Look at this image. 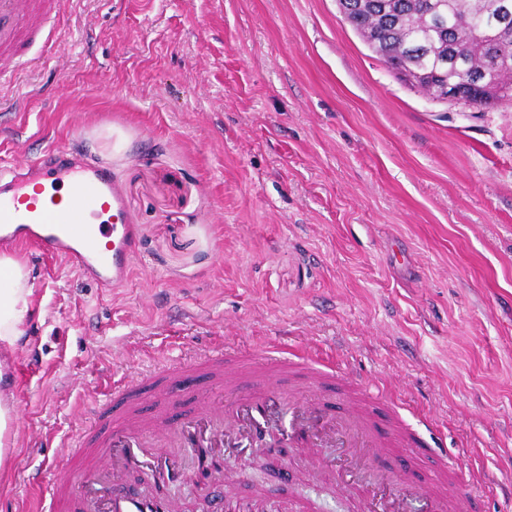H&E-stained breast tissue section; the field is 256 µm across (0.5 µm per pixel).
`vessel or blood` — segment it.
Wrapping results in <instances>:
<instances>
[{
    "label": "vessel or blood",
    "instance_id": "b4317fda",
    "mask_svg": "<svg viewBox=\"0 0 512 512\" xmlns=\"http://www.w3.org/2000/svg\"><path fill=\"white\" fill-rule=\"evenodd\" d=\"M53 8L52 0H0V78L42 70L54 57ZM24 245L64 259L96 287L118 288L140 251L139 227L111 168L87 165L77 151L58 146L24 169L0 164V250ZM277 368L273 375L266 363L242 364L224 349L154 374L148 385L165 402L194 383L186 415L178 420L162 410L144 413L134 391L137 379L127 376L118 386L121 400L94 409L80 445L70 448L60 474L44 485L43 512H179L176 499L124 496L113 488L137 468L153 470L164 484L181 478L163 451L169 438L214 460L281 432L289 447L306 449L312 464L320 462V449H341L337 481L358 493L365 512H406L414 494L421 512H455L460 501L471 500L462 483H455L452 495L441 493L452 481L450 466L419 475L424 439L400 417H376L367 390L337 384L332 365L300 353L278 359ZM213 382L233 392L232 403L214 400ZM283 386L291 393L284 416L277 406Z\"/></svg>",
    "mask_w": 512,
    "mask_h": 512
}]
</instances>
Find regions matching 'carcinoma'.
I'll list each match as a JSON object with an SVG mask.
<instances>
[{
    "label": "carcinoma",
    "mask_w": 512,
    "mask_h": 512,
    "mask_svg": "<svg viewBox=\"0 0 512 512\" xmlns=\"http://www.w3.org/2000/svg\"><path fill=\"white\" fill-rule=\"evenodd\" d=\"M363 43L391 70L435 100L468 78L512 89V0H337Z\"/></svg>",
    "instance_id": "1"
}]
</instances>
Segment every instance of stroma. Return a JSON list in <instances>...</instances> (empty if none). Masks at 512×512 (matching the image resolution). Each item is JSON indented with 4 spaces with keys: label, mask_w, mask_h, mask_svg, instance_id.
Here are the masks:
<instances>
[{
    "label": "stroma",
    "mask_w": 512,
    "mask_h": 512,
    "mask_svg": "<svg viewBox=\"0 0 512 512\" xmlns=\"http://www.w3.org/2000/svg\"><path fill=\"white\" fill-rule=\"evenodd\" d=\"M45 69L5 96L0 161L74 147L111 168L141 249L95 288L15 250L33 295L0 394L17 419L0 512L131 372L221 345L302 350L407 409L435 456L512 512V107L435 103L336 0H81ZM242 451L181 512L265 489L278 512H362L326 464Z\"/></svg>",
    "instance_id": "stroma-1"
}]
</instances>
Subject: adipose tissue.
Masks as SVG:
<instances>
[{
	"label": "adipose tissue",
	"instance_id": "1",
	"mask_svg": "<svg viewBox=\"0 0 512 512\" xmlns=\"http://www.w3.org/2000/svg\"><path fill=\"white\" fill-rule=\"evenodd\" d=\"M31 294L24 267L12 255L0 254V344H13L20 336Z\"/></svg>",
	"mask_w": 512,
	"mask_h": 512
}]
</instances>
